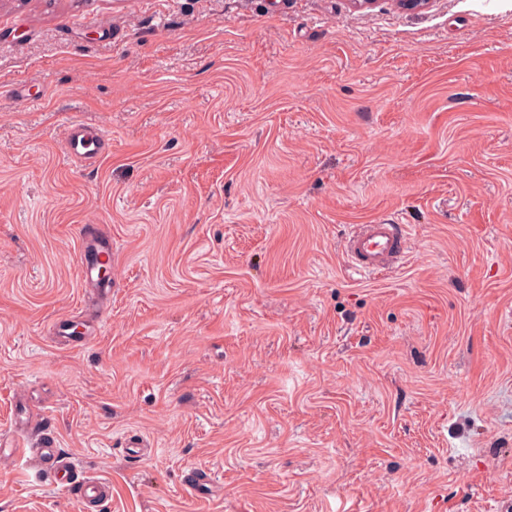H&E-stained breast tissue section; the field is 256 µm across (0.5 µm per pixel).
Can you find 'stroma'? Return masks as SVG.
Instances as JSON below:
<instances>
[{"label": "stroma", "mask_w": 512, "mask_h": 512, "mask_svg": "<svg viewBox=\"0 0 512 512\" xmlns=\"http://www.w3.org/2000/svg\"><path fill=\"white\" fill-rule=\"evenodd\" d=\"M22 400L101 512H512V0H0V438ZM0 512L81 510L11 453ZM106 136L101 127L80 120L71 121L64 131V146L68 157L92 158L96 156ZM410 249L409 226L396 216L356 224L343 241L348 271L359 276L395 272L407 260ZM90 254L112 263V240L96 224H84L81 227L79 266L82 287L97 293L104 309L110 300L112 286L100 280L97 266L88 260Z\"/></svg>", "instance_id": "35a3bbf8"}]
</instances>
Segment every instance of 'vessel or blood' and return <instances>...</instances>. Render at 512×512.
I'll return each mask as SVG.
<instances>
[{"instance_id":"vessel-or-blood-1","label":"vessel or blood","mask_w":512,"mask_h":512,"mask_svg":"<svg viewBox=\"0 0 512 512\" xmlns=\"http://www.w3.org/2000/svg\"><path fill=\"white\" fill-rule=\"evenodd\" d=\"M104 142L105 135L101 128L79 120L71 121L64 131L65 152L70 157H94ZM410 249L409 227L396 216L354 225L343 241L347 267L352 274L359 276L395 272L405 263ZM98 257L111 259L112 242L97 225H83L79 253L81 283L83 288L98 293L101 300L106 302L111 293L104 289L97 273L94 260ZM12 446L19 454L28 456L33 467L50 474L55 482L73 487L82 512H98L112 494V486L106 480L88 478L74 481L69 457L57 448L52 436L37 430L33 422L25 423Z\"/></svg>"}]
</instances>
